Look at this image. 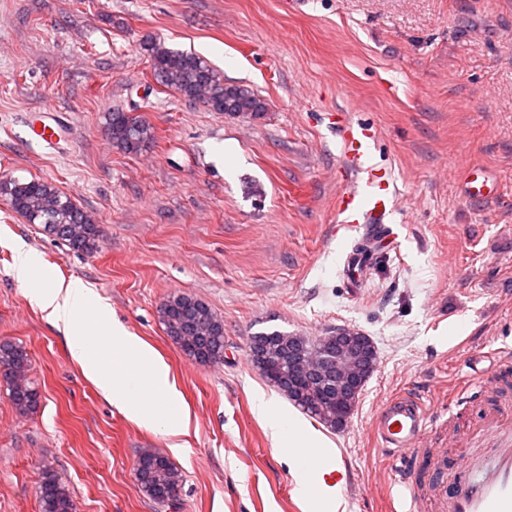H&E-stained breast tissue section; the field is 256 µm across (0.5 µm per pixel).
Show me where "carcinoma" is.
Returning a JSON list of instances; mask_svg holds the SVG:
<instances>
[{
    "label": "carcinoma",
    "instance_id": "cac0c4a2",
    "mask_svg": "<svg viewBox=\"0 0 512 512\" xmlns=\"http://www.w3.org/2000/svg\"><path fill=\"white\" fill-rule=\"evenodd\" d=\"M143 50L151 59L154 78L185 98L194 99L202 93L230 117L258 118L266 111L265 102L252 88L225 82L193 54L171 50L152 40L143 44ZM105 121L111 129L112 142L125 153L137 154L153 140V127L140 115L114 110L106 114ZM0 198L27 223L40 225L45 234L65 242L71 250L91 253L99 249V226L54 184L37 179L0 178ZM159 321L171 341L195 362L205 365L224 356V323L204 301L188 294H174L160 306ZM289 337L290 334L278 330L260 332L250 338V355L284 346ZM29 365L24 346L0 342V369L6 368L22 377L19 384L8 383L9 397L22 414L34 412L41 401L38 386L26 378ZM262 377L270 384L290 378L288 358H268ZM285 396L318 420L322 407L336 404L334 393L315 392L303 380L297 381ZM135 475L145 495L163 506L165 499L180 489L183 482L181 472L168 458L151 451L139 455ZM37 495L41 512H72L69 489L49 472L43 476Z\"/></svg>",
    "mask_w": 512,
    "mask_h": 512
}]
</instances>
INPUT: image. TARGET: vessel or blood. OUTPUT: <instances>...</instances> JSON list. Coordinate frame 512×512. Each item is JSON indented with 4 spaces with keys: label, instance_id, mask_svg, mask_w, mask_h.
Masks as SVG:
<instances>
[{
    "label": "vessel or blood",
    "instance_id": "1",
    "mask_svg": "<svg viewBox=\"0 0 512 512\" xmlns=\"http://www.w3.org/2000/svg\"><path fill=\"white\" fill-rule=\"evenodd\" d=\"M374 129L359 123L343 128V156L337 170L341 190L336 196L340 226L357 230L360 242L346 258V268L356 280L367 270L366 252L385 238L394 237L395 189L386 170L371 160ZM469 197L493 196L481 169L464 172ZM436 420L421 397L413 393L391 395L373 420L374 436L385 455L395 463L387 512H512V411L493 407L484 412L468 442L466 453L433 460L441 475L421 493L407 462L416 447L432 432ZM302 469H311L324 492L348 483L349 468L335 455L301 457Z\"/></svg>",
    "mask_w": 512,
    "mask_h": 512
}]
</instances>
